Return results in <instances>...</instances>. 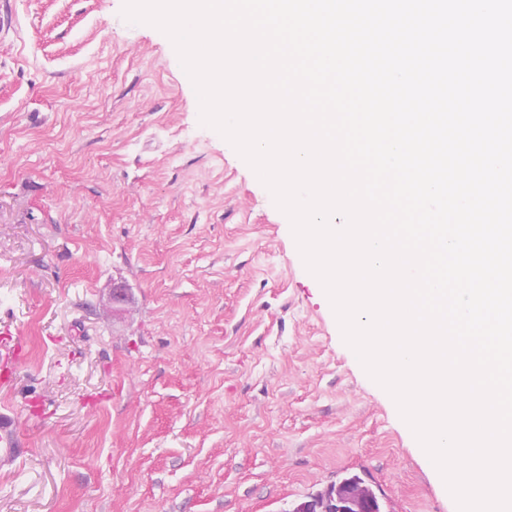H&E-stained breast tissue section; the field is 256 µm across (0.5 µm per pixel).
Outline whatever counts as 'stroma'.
<instances>
[{
	"instance_id": "1",
	"label": "stroma",
	"mask_w": 512,
	"mask_h": 512,
	"mask_svg": "<svg viewBox=\"0 0 512 512\" xmlns=\"http://www.w3.org/2000/svg\"><path fill=\"white\" fill-rule=\"evenodd\" d=\"M123 2L0 0V512H290L352 474L383 512H455L289 219Z\"/></svg>"
}]
</instances>
